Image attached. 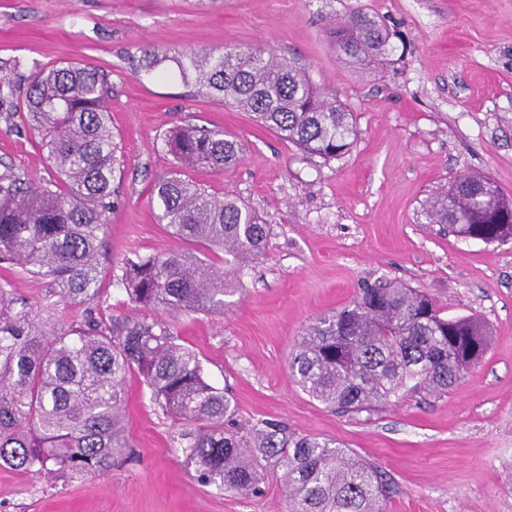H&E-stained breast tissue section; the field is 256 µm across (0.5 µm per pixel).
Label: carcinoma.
<instances>
[{
    "mask_svg": "<svg viewBox=\"0 0 512 512\" xmlns=\"http://www.w3.org/2000/svg\"><path fill=\"white\" fill-rule=\"evenodd\" d=\"M392 33L376 17L353 13L329 32L354 62L386 54ZM139 68L175 63L182 80L253 114L302 152L325 160L351 148L352 114L305 68L254 48L199 56H159L138 47ZM107 75L69 63L37 68L25 92V118L42 133L44 160L56 180L0 174V263L47 282L62 298H97L98 268L112 184L120 170L112 134ZM176 169L159 177V223L180 241L232 256L230 270L182 250L136 254L122 263L121 285L133 303L157 310H224L231 275L263 259L268 228L246 205L216 197L181 170L216 173L239 161L240 145L221 132L179 126L163 137ZM427 216L448 232L507 243L512 202L481 176L454 180ZM487 333L470 316L448 318L429 297L391 282L369 284L341 310L311 325L292 355L291 372L310 397L338 413H374L406 389L446 392L481 362ZM138 375L162 411L183 430L178 442L202 487L244 495L285 481L289 512H385L389 483L377 467L330 439L262 421L230 430L236 407L206 380L194 350L159 321L104 328L93 318L47 330L16 308L0 284V464L100 475L126 454L122 406Z\"/></svg>",
    "mask_w": 512,
    "mask_h": 512,
    "instance_id": "obj_1",
    "label": "carcinoma"
}]
</instances>
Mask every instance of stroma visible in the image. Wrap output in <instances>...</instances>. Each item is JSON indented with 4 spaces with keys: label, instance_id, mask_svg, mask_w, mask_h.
Here are the masks:
<instances>
[{
    "label": "stroma",
    "instance_id": "1",
    "mask_svg": "<svg viewBox=\"0 0 512 512\" xmlns=\"http://www.w3.org/2000/svg\"><path fill=\"white\" fill-rule=\"evenodd\" d=\"M355 11L399 33L370 69L328 43L333 20ZM140 45L200 55L252 47L303 64L316 86L335 90L357 137L337 159L307 156L185 84L174 63L160 75L140 70ZM70 62L107 74L122 159L99 294L65 301L0 264L18 304L50 328L90 314L107 327L162 321L209 383L228 390L238 422L282 421L376 465L391 485L387 512H512V242L458 238L426 215L463 173L512 201V0H0V76L14 86L0 99V173L54 178L19 112L34 68ZM186 124L243 148L233 168L188 178L238 197L269 226L263 260L216 313L144 308L119 282L132 253L182 246L159 224L151 187L174 166L163 135ZM381 279L427 294L445 316L478 318L487 351L448 393L407 391L377 415L341 416L296 383L291 355L318 318ZM124 415L130 460L79 479L2 464L0 512H286L276 479L258 497L200 487L173 446L179 424L135 376Z\"/></svg>",
    "mask_w": 512,
    "mask_h": 512
}]
</instances>
